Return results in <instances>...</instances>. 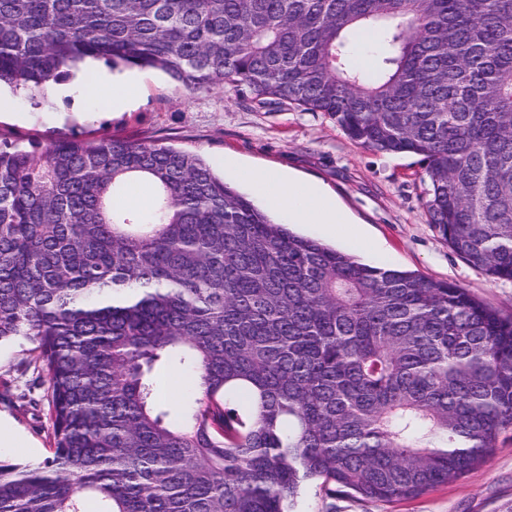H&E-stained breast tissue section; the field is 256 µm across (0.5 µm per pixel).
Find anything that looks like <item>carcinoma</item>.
I'll list each match as a JSON object with an SVG mask.
<instances>
[{
  "label": "carcinoma",
  "mask_w": 512,
  "mask_h": 512,
  "mask_svg": "<svg viewBox=\"0 0 512 512\" xmlns=\"http://www.w3.org/2000/svg\"><path fill=\"white\" fill-rule=\"evenodd\" d=\"M375 34L369 68L349 39ZM86 57L321 112L421 158L425 208L512 280V0H0V86ZM36 344L54 448L0 459V512H289L413 498L512 427V317L295 234L199 155L0 142V342ZM176 367L191 401L156 396Z\"/></svg>",
  "instance_id": "carcinoma-1"
}]
</instances>
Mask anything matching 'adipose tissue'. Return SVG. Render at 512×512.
Returning <instances> with one entry per match:
<instances>
[{
	"label": "adipose tissue",
	"instance_id": "adipose-tissue-1",
	"mask_svg": "<svg viewBox=\"0 0 512 512\" xmlns=\"http://www.w3.org/2000/svg\"><path fill=\"white\" fill-rule=\"evenodd\" d=\"M236 173L271 209L279 211L285 221L317 224L328 234L344 230L353 242H360L356 230H345L346 219L335 200L317 186L293 180L280 171L259 172L240 167Z\"/></svg>",
	"mask_w": 512,
	"mask_h": 512
}]
</instances>
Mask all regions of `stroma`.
Instances as JSON below:
<instances>
[{"instance_id":"1","label":"stroma","mask_w":512,"mask_h":512,"mask_svg":"<svg viewBox=\"0 0 512 512\" xmlns=\"http://www.w3.org/2000/svg\"><path fill=\"white\" fill-rule=\"evenodd\" d=\"M135 102L110 109L111 86L96 97L52 95L51 106L0 90V140L28 145L59 135H133L255 169L289 172L323 187L370 245L361 262L412 271L466 288L476 299L512 316V281L494 280L460 258L425 211L428 182L415 155L383 154L349 139L322 113L262 109L226 90L182 93L157 70H137ZM29 340L0 344V417L26 442L0 458L39 464L50 454L46 408L29 405L44 395L34 386L38 363ZM291 512H512V429L484 462L457 481L425 495L390 502L340 496L329 499L306 484Z\"/></svg>"}]
</instances>
